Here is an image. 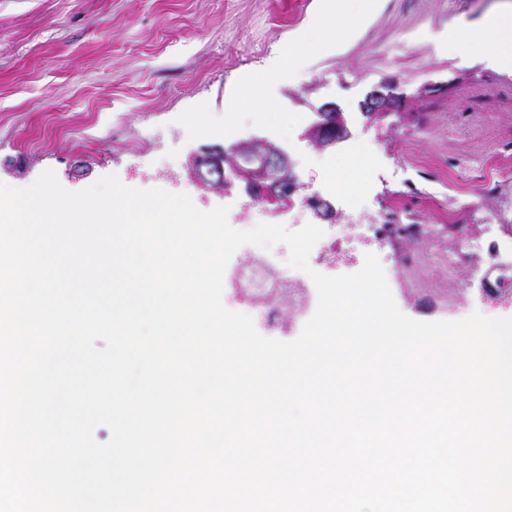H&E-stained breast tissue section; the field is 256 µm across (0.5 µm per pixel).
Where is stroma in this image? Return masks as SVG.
<instances>
[{
  "label": "stroma",
  "instance_id": "obj_1",
  "mask_svg": "<svg viewBox=\"0 0 512 512\" xmlns=\"http://www.w3.org/2000/svg\"><path fill=\"white\" fill-rule=\"evenodd\" d=\"M505 0H354L347 27L314 19L319 0H0V182L33 184L48 169L82 190L114 175L132 188L188 194L247 223L237 189L203 190L191 156L231 133L294 144L303 182L347 171L350 139L372 143L376 175L345 191L329 223H364L401 208L437 226L413 249L409 277L391 282L402 313L421 321L487 313V268L451 270L460 225L512 221V72L488 57L481 20ZM302 47L303 64L271 70ZM394 86L400 112L370 121L361 104ZM341 109L347 139L319 150L297 115ZM458 309L448 310L449 294Z\"/></svg>",
  "mask_w": 512,
  "mask_h": 512
}]
</instances>
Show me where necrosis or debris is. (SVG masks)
Here are the masks:
<instances>
[{
    "mask_svg": "<svg viewBox=\"0 0 512 512\" xmlns=\"http://www.w3.org/2000/svg\"><path fill=\"white\" fill-rule=\"evenodd\" d=\"M324 237L309 255L311 268L329 274L339 269L359 270L366 254L375 252L387 234L385 224H361L348 218L343 224L324 225ZM459 245L448 253L449 269L487 259L495 275L493 298L512 302V233H475L468 227L458 231ZM289 249L245 245L240 256L228 264L223 280L224 305L249 315L257 332L295 336L312 316L317 292L308 274L288 263Z\"/></svg>",
    "mask_w": 512,
    "mask_h": 512,
    "instance_id": "obj_1",
    "label": "necrosis or debris"
}]
</instances>
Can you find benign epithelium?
I'll use <instances>...</instances> for the list:
<instances>
[{
	"label": "benign epithelium",
	"mask_w": 512,
	"mask_h": 512,
	"mask_svg": "<svg viewBox=\"0 0 512 512\" xmlns=\"http://www.w3.org/2000/svg\"><path fill=\"white\" fill-rule=\"evenodd\" d=\"M399 97L388 91L377 89L371 92L363 104L364 114L372 121H383L392 115ZM314 120L304 133L314 147L324 149L339 142L337 133L345 127L342 112L334 104H326L313 111ZM212 165L227 169L234 184L251 198L264 201L279 212L288 206V199L306 184L295 170L288 151L280 144L263 137L240 139L215 152L210 149L193 158L192 172Z\"/></svg>",
	"instance_id": "benign-epithelium-1"
}]
</instances>
